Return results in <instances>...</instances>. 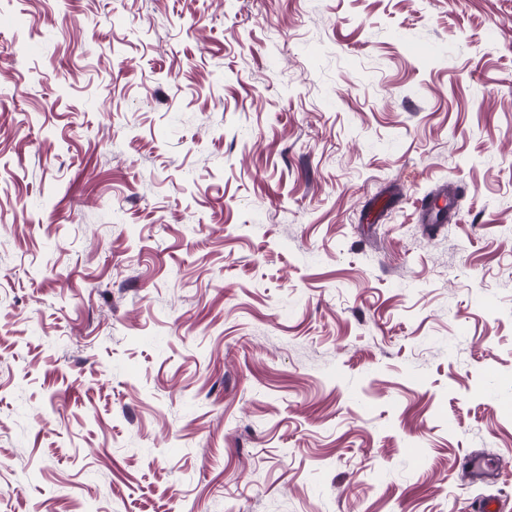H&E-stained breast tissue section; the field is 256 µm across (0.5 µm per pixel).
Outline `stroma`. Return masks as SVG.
Here are the masks:
<instances>
[{
  "label": "stroma",
  "mask_w": 512,
  "mask_h": 512,
  "mask_svg": "<svg viewBox=\"0 0 512 512\" xmlns=\"http://www.w3.org/2000/svg\"><path fill=\"white\" fill-rule=\"evenodd\" d=\"M488 496L512 0H0V512Z\"/></svg>",
  "instance_id": "1"
}]
</instances>
